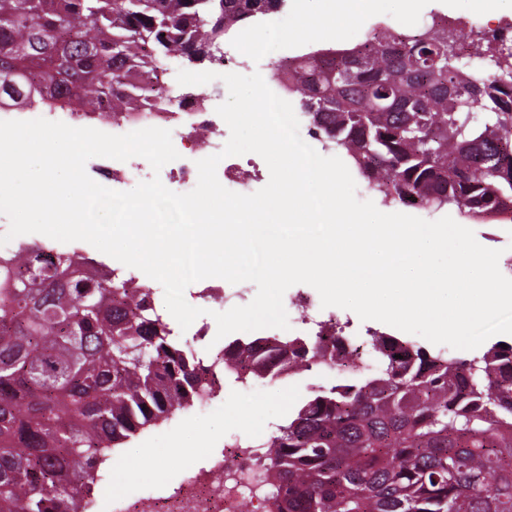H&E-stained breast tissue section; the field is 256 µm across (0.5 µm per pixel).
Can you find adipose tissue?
Masks as SVG:
<instances>
[{"mask_svg":"<svg viewBox=\"0 0 512 512\" xmlns=\"http://www.w3.org/2000/svg\"><path fill=\"white\" fill-rule=\"evenodd\" d=\"M298 21L297 27L281 30V39L287 40L296 32H323L331 36L341 31L345 22L358 13L381 8L386 0H331L328 10H320L318 0H292Z\"/></svg>","mask_w":512,"mask_h":512,"instance_id":"obj_1","label":"adipose tissue"}]
</instances>
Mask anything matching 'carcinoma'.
Returning a JSON list of instances; mask_svg holds the SVG:
<instances>
[{
	"label": "carcinoma",
	"mask_w": 512,
	"mask_h": 512,
	"mask_svg": "<svg viewBox=\"0 0 512 512\" xmlns=\"http://www.w3.org/2000/svg\"><path fill=\"white\" fill-rule=\"evenodd\" d=\"M260 0H0V97L71 112H148L189 65L261 15ZM308 132L382 201L441 194L468 218L512 222V49L469 46L448 19L381 27L351 49L275 62ZM330 322L307 337L235 339L202 357L135 277L75 251L0 250V512H91L114 449L213 396L222 371L272 381L322 368L267 449L266 512H512V344L472 358Z\"/></svg>",
	"instance_id": "1"
}]
</instances>
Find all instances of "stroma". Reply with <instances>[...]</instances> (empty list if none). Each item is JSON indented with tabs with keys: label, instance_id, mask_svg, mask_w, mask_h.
I'll use <instances>...</instances> for the list:
<instances>
[{
	"label": "stroma",
	"instance_id": "1",
	"mask_svg": "<svg viewBox=\"0 0 512 512\" xmlns=\"http://www.w3.org/2000/svg\"><path fill=\"white\" fill-rule=\"evenodd\" d=\"M435 14L459 19L457 31L468 41L486 26L512 23V0H503L500 14L494 17L471 11L467 0H423L422 7L408 16L393 4L384 13L368 15L349 24L336 44L343 48L353 47L374 29L385 25L410 32L430 21ZM295 23L293 7L289 4L278 12L265 15L263 23L248 22L253 40L246 50L257 54L255 68L261 75L271 74L276 57H292L336 45L318 34L307 35L293 43L280 42L279 32ZM445 214L472 230L482 246L501 250L499 269L503 275L512 278V222L473 220L459 215L453 207L442 212L433 209L415 212L416 217L428 221ZM335 380V373L312 372L275 384L259 381L254 391L248 392L234 376H226L221 390L209 404H196L179 411L161 425L139 433L113 453L112 461L120 465L123 475L118 490L146 496L179 485L189 469L204 466L205 455L218 458L234 441L247 444L268 436L275 424L283 422L292 413L309 386L326 385Z\"/></svg>",
	"mask_w": 512,
	"mask_h": 512
}]
</instances>
